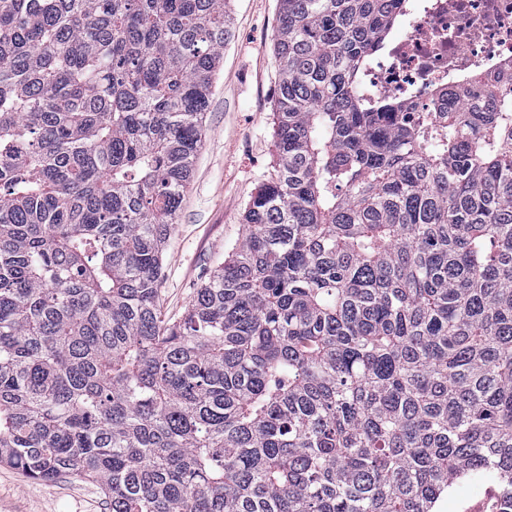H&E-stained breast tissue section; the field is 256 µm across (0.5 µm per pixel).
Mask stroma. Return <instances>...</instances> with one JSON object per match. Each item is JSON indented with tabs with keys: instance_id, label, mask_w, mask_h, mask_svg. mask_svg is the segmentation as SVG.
<instances>
[{
	"instance_id": "stroma-1",
	"label": "stroma",
	"mask_w": 512,
	"mask_h": 512,
	"mask_svg": "<svg viewBox=\"0 0 512 512\" xmlns=\"http://www.w3.org/2000/svg\"><path fill=\"white\" fill-rule=\"evenodd\" d=\"M233 36L215 75L203 143L163 254L160 307L181 317L196 289L245 237L242 214L275 163L278 0H232ZM496 485L463 479L436 512H495ZM0 512H109L95 483L32 480L0 465Z\"/></svg>"
}]
</instances>
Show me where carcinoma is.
I'll return each mask as SVG.
<instances>
[{
    "mask_svg": "<svg viewBox=\"0 0 512 512\" xmlns=\"http://www.w3.org/2000/svg\"><path fill=\"white\" fill-rule=\"evenodd\" d=\"M276 164L162 320L227 0H0V464L110 512H512V88L404 112L405 0H279ZM497 486L492 481L462 479L439 501L437 512H496Z\"/></svg>",
    "mask_w": 512,
    "mask_h": 512,
    "instance_id": "obj_1",
    "label": "carcinoma"
}]
</instances>
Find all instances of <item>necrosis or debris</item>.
Segmentation results:
<instances>
[{
	"instance_id": "necrosis-or-debris-1",
	"label": "necrosis or debris",
	"mask_w": 512,
	"mask_h": 512,
	"mask_svg": "<svg viewBox=\"0 0 512 512\" xmlns=\"http://www.w3.org/2000/svg\"><path fill=\"white\" fill-rule=\"evenodd\" d=\"M512 73V0H423L370 74L378 96L409 111L432 107L436 87L483 99L486 81Z\"/></svg>"
}]
</instances>
